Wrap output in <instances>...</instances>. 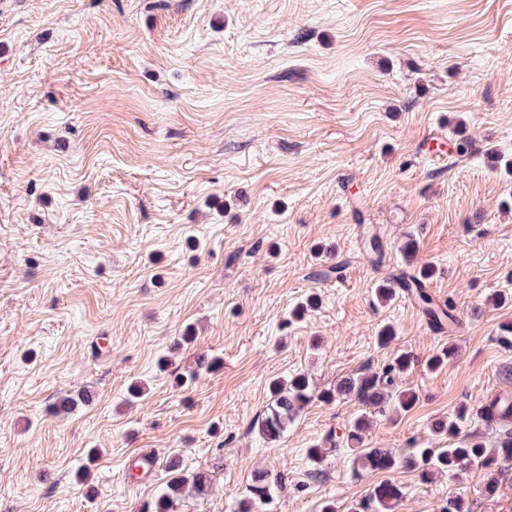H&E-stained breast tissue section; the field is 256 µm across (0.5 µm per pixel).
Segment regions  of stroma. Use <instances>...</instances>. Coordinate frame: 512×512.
<instances>
[{
  "label": "stroma",
  "instance_id": "stroma-1",
  "mask_svg": "<svg viewBox=\"0 0 512 512\" xmlns=\"http://www.w3.org/2000/svg\"><path fill=\"white\" fill-rule=\"evenodd\" d=\"M461 135L482 152L449 157ZM409 234L453 334L405 294L375 298ZM497 293L512 296V0H0V512H141L171 457L211 477L177 512H239L261 471L284 483L260 512H347L381 474L307 451L362 405L311 401L268 444L270 381L322 389L405 352L396 383L418 400L375 416L366 447H447L430 425L462 408L460 437L494 445L508 426L479 407L512 389ZM390 478L395 512L459 493L512 512V464L493 498L478 467Z\"/></svg>",
  "mask_w": 512,
  "mask_h": 512
}]
</instances>
